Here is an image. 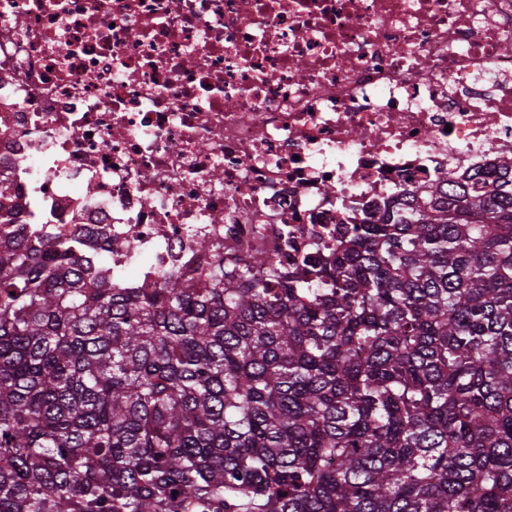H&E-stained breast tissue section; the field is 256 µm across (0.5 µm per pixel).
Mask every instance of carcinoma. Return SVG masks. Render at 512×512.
<instances>
[{"instance_id":"cac0c4a2","label":"carcinoma","mask_w":512,"mask_h":512,"mask_svg":"<svg viewBox=\"0 0 512 512\" xmlns=\"http://www.w3.org/2000/svg\"><path fill=\"white\" fill-rule=\"evenodd\" d=\"M19 211L0 175V512H512V169L344 225L324 288H129Z\"/></svg>"}]
</instances>
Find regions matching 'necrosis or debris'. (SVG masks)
<instances>
[{"label": "necrosis or debris", "instance_id": "obj_1", "mask_svg": "<svg viewBox=\"0 0 512 512\" xmlns=\"http://www.w3.org/2000/svg\"><path fill=\"white\" fill-rule=\"evenodd\" d=\"M507 43L512 0H0L10 230L83 237L137 288L288 274L512 158Z\"/></svg>", "mask_w": 512, "mask_h": 512}]
</instances>
